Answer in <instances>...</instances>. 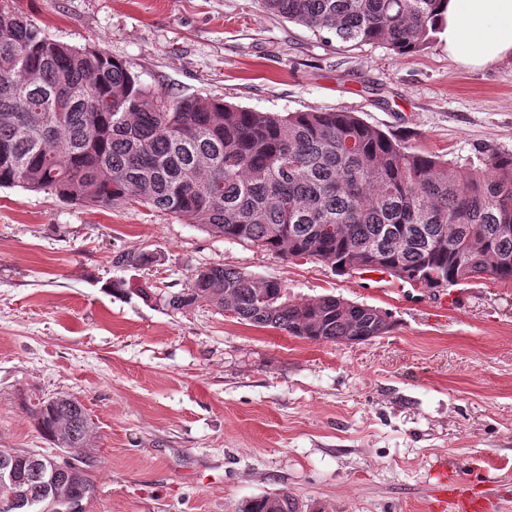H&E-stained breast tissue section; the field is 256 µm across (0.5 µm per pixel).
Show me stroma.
Here are the masks:
<instances>
[{"instance_id":"35a3bbf8","label":"stroma","mask_w":512,"mask_h":512,"mask_svg":"<svg viewBox=\"0 0 512 512\" xmlns=\"http://www.w3.org/2000/svg\"><path fill=\"white\" fill-rule=\"evenodd\" d=\"M53 41L101 49L173 101L355 113L461 167L512 152V58L466 68L444 42L400 56L325 41L258 0H15ZM145 253L148 264L134 263ZM221 264L389 312L364 343L315 342L161 296ZM79 400L62 448L31 414ZM0 448L82 458L83 512H241L281 491L299 512H428L444 464L512 512V283L440 291L215 237L133 204L105 210L0 188ZM32 412L41 430L60 447L81 448L87 443L90 434L88 414L74 398L56 396L39 400Z\"/></svg>"}]
</instances>
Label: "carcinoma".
I'll use <instances>...</instances> for the list:
<instances>
[{
	"mask_svg": "<svg viewBox=\"0 0 512 512\" xmlns=\"http://www.w3.org/2000/svg\"><path fill=\"white\" fill-rule=\"evenodd\" d=\"M268 13L342 44L382 43L399 54L428 48L442 0H259ZM39 80L28 82V73ZM49 191L112 209L137 203L281 258L308 257L338 273L356 261L422 288L512 281V153L484 150L462 170L410 150L351 112H258L215 99L171 102L138 83L126 63L49 39L0 0V187ZM230 311L253 326L322 342L384 336L391 315L333 295L297 302L281 283L223 265L198 271L163 299ZM62 448L90 434L69 396L32 408ZM0 505L53 459L0 449ZM66 477L83 501L94 489L81 463ZM242 512H297L276 493Z\"/></svg>",
	"mask_w": 512,
	"mask_h": 512,
	"instance_id": "obj_1",
	"label": "carcinoma"
}]
</instances>
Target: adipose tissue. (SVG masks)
Returning a JSON list of instances; mask_svg holds the SVG:
<instances>
[{"instance_id":"obj_1","label":"adipose tissue","mask_w":512,"mask_h":512,"mask_svg":"<svg viewBox=\"0 0 512 512\" xmlns=\"http://www.w3.org/2000/svg\"><path fill=\"white\" fill-rule=\"evenodd\" d=\"M440 35L466 67L512 57V0H447Z\"/></svg>"}]
</instances>
